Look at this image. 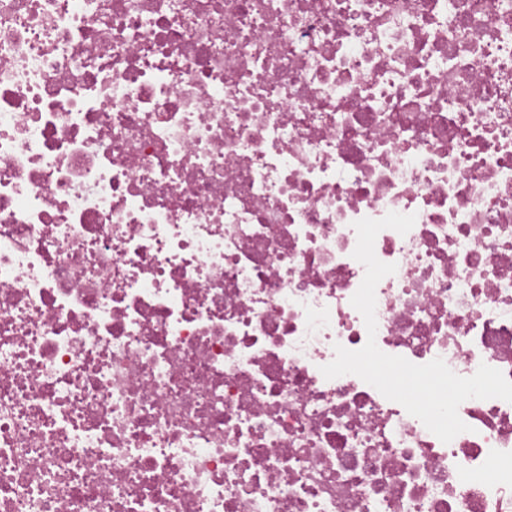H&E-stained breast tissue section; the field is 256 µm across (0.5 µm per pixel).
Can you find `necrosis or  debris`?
I'll list each match as a JSON object with an SVG mask.
<instances>
[{
    "mask_svg": "<svg viewBox=\"0 0 512 512\" xmlns=\"http://www.w3.org/2000/svg\"><path fill=\"white\" fill-rule=\"evenodd\" d=\"M378 348L512 380V0H0V512H512Z\"/></svg>",
    "mask_w": 512,
    "mask_h": 512,
    "instance_id": "obj_1",
    "label": "necrosis or debris"
}]
</instances>
